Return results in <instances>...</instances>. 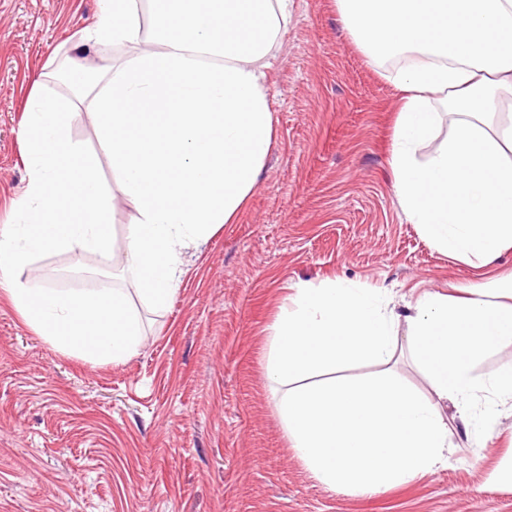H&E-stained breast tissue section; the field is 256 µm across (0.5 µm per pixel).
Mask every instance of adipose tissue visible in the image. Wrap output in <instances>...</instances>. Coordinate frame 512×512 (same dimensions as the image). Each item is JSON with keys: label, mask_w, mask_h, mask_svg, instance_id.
<instances>
[{"label": "adipose tissue", "mask_w": 512, "mask_h": 512, "mask_svg": "<svg viewBox=\"0 0 512 512\" xmlns=\"http://www.w3.org/2000/svg\"><path fill=\"white\" fill-rule=\"evenodd\" d=\"M82 42L122 56L59 75L69 95L31 93L21 124L29 178L0 233V294L59 349L123 361L143 342L141 313L120 288L68 294L35 266L57 251L114 258L153 309L167 307L182 254L234 223L274 141L267 70L292 0H101ZM372 61L398 60L391 152L399 204L438 250L477 266L512 248V0H336ZM441 112H434V105ZM91 110L112 163L71 140L64 113ZM452 131L436 141L443 114ZM432 144L419 158L423 144ZM135 206L121 250L109 234L118 200ZM28 271L27 280L18 272ZM272 326L267 378L297 457L328 490L383 493L433 470L449 448L440 412L494 416L512 404V371L480 380L473 365L512 339V274L465 297L427 292L408 303V351L429 380L422 395L391 374L343 376L386 364L397 317L380 290L329 281L295 288Z\"/></svg>", "instance_id": "adipose-tissue-1"}]
</instances>
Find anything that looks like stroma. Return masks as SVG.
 <instances>
[{"label": "stroma", "mask_w": 512, "mask_h": 512, "mask_svg": "<svg viewBox=\"0 0 512 512\" xmlns=\"http://www.w3.org/2000/svg\"><path fill=\"white\" fill-rule=\"evenodd\" d=\"M99 0H0V226L27 184L20 123L32 83L73 59ZM354 43L335 0H293L267 72L274 145L236 221L183 254L166 310L119 363L63 352L0 296V512H512V415L490 426L442 407L447 463L385 494L330 492L292 448L266 374L271 327L294 285L338 278L387 289L397 315L426 292L456 294L512 271L438 251L409 223L390 167L399 92ZM112 169L87 108L65 118ZM36 266L61 292L121 288L94 253Z\"/></svg>", "instance_id": "35a3bbf8"}]
</instances>
